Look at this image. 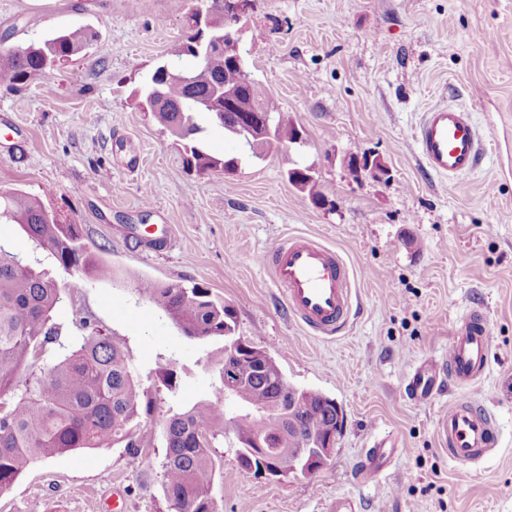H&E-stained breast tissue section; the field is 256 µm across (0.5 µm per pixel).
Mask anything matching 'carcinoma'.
<instances>
[{"label": "carcinoma", "instance_id": "carcinoma-1", "mask_svg": "<svg viewBox=\"0 0 512 512\" xmlns=\"http://www.w3.org/2000/svg\"><path fill=\"white\" fill-rule=\"evenodd\" d=\"M92 38L89 29L78 27L55 33L38 45L6 48L0 51V67L17 84L32 76L51 79L50 60L81 53ZM192 43L187 31L171 50L179 60L194 59L190 66L174 68V73L192 78V85L165 79L155 70L143 104L158 125L184 141L186 166L200 172L234 167L235 159L221 160L207 150L206 128L197 121L202 110L193 104L194 98L234 89L239 92L240 109L255 108L281 125L285 121L278 103L261 85L242 81L245 61L237 60L233 46L207 56L194 54ZM288 171L313 205L325 202L307 168L294 162ZM1 212L48 251L65 273L93 280L112 277L111 267L86 247L82 226L62 223L40 198L25 192L1 194ZM135 291L162 309L183 335L224 338V356L232 363L239 386L224 401H199L163 420V491L169 512H218L210 487L214 466L210 448L218 437L234 435L237 460L244 470L260 468V446L267 442L278 449L286 469L288 449L303 447L310 430L334 424L332 398L304 388L296 389L292 397L281 390L284 375L279 366L263 370L254 358L234 349L235 316L210 289L197 283L142 280ZM60 300V289L47 272L0 250V492L35 460L121 442L134 446L132 430L142 415L145 391L128 351L93 332L75 347H66L52 320ZM254 408L263 409L265 418L252 417Z\"/></svg>", "mask_w": 512, "mask_h": 512}]
</instances>
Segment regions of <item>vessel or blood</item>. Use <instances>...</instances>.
I'll return each mask as SVG.
<instances>
[{
	"instance_id": "1",
	"label": "vessel or blood",
	"mask_w": 512,
	"mask_h": 512,
	"mask_svg": "<svg viewBox=\"0 0 512 512\" xmlns=\"http://www.w3.org/2000/svg\"><path fill=\"white\" fill-rule=\"evenodd\" d=\"M411 137L430 172L452 179L478 168L483 146L478 128L467 110L436 104L413 128ZM265 260L281 291L288 312L307 331L337 337L348 329L354 308L353 279L343 257L315 238L291 234L276 240ZM491 334L485 313L474 309L462 316L448 343L445 360L426 359L413 371L408 387L414 398L427 401L446 383L463 389L482 378L489 360ZM437 438L453 460L473 465L498 444L493 417L479 404L458 397L448 403L437 421ZM394 438L376 440L365 452L356 478L375 479L397 451Z\"/></svg>"
}]
</instances>
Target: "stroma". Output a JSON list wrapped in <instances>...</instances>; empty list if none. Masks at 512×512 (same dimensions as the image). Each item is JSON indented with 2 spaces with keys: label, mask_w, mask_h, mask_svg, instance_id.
<instances>
[{
  "label": "stroma",
  "mask_w": 512,
  "mask_h": 512,
  "mask_svg": "<svg viewBox=\"0 0 512 512\" xmlns=\"http://www.w3.org/2000/svg\"><path fill=\"white\" fill-rule=\"evenodd\" d=\"M196 4L0 0L2 45L94 33L58 62L53 84L34 76L16 86L0 72V115L10 118L0 123V193L39 197L101 250L111 280L52 269L62 288L53 320L67 343L93 330L119 342L152 402L134 447L36 461L0 492V512H169L162 421L169 408L223 399L224 340L184 336L135 292L142 279L209 288L232 307L239 336L345 414L332 456L307 478L248 474L234 436L219 438V512H325L341 496L359 499L362 512H512V0H254L240 23L244 57L303 136L290 157L312 169L327 200L318 207L289 182L279 153L249 156L215 124L207 147L238 157L237 168L186 167L183 144L138 107ZM444 99L468 107L484 137L481 166L452 181L427 172L410 137ZM365 154L389 177L352 175L348 159ZM293 233L338 251L353 274L358 308L342 337L305 332L283 303L263 255ZM477 305L490 361L464 395L494 415L500 438L463 465L436 436L451 392L417 402L406 384L423 360L444 355ZM386 435L402 453L358 484L362 455Z\"/></svg>",
  "instance_id": "stroma-1"
}]
</instances>
